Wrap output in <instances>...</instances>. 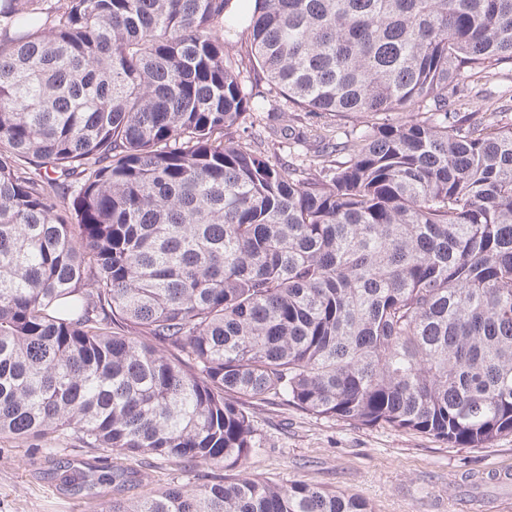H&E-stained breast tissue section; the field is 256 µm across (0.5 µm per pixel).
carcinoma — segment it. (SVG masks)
<instances>
[{
    "label": "carcinoma",
    "instance_id": "carcinoma-1",
    "mask_svg": "<svg viewBox=\"0 0 512 512\" xmlns=\"http://www.w3.org/2000/svg\"><path fill=\"white\" fill-rule=\"evenodd\" d=\"M510 63L512 0H0V437L232 470L271 399L512 433V124L454 108ZM282 99L381 121L298 176L227 136ZM105 512L371 508L245 476Z\"/></svg>",
    "mask_w": 512,
    "mask_h": 512
}]
</instances>
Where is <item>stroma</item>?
<instances>
[{
    "label": "stroma",
    "mask_w": 512,
    "mask_h": 512,
    "mask_svg": "<svg viewBox=\"0 0 512 512\" xmlns=\"http://www.w3.org/2000/svg\"><path fill=\"white\" fill-rule=\"evenodd\" d=\"M462 110L489 125L512 124V66L503 65L487 85H473ZM372 121L369 115L287 109L246 117L231 135L284 159L287 148L267 139L265 126H290L314 146L333 132H355ZM255 420L263 448L237 475L301 480L356 495L372 512H512V484L491 482L489 475L494 467L512 469V434L468 448L383 424L324 419L276 401L257 407ZM107 467L128 472L124 486L86 487L95 471ZM212 474L205 464L189 469L161 457L109 458L102 449L71 442L35 448L0 439V512H99L102 503H133L173 483L191 488Z\"/></svg>",
    "instance_id": "35a3bbf8"
}]
</instances>
